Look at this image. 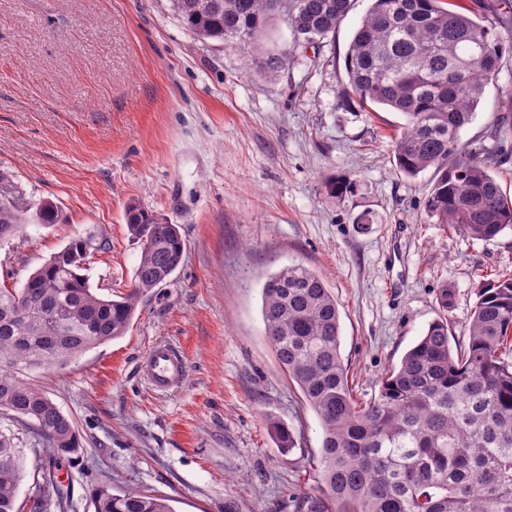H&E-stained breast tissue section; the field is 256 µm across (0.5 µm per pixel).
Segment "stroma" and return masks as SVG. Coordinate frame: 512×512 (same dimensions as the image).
I'll return each instance as SVG.
<instances>
[{
    "label": "stroma",
    "mask_w": 512,
    "mask_h": 512,
    "mask_svg": "<svg viewBox=\"0 0 512 512\" xmlns=\"http://www.w3.org/2000/svg\"><path fill=\"white\" fill-rule=\"evenodd\" d=\"M371 5L352 0L333 37L271 80L184 29L171 0H0V169L24 201L66 216L0 245V283L22 284L80 236L99 246L85 270L95 292L125 295L141 252L131 203L179 225L186 244L123 336L28 373L74 419L78 454L50 457L32 425L0 417L23 450L17 512H58L41 504L48 469L72 487L70 512H94L101 486L167 497L175 512H293L315 485L322 431L264 331L262 288L285 266L312 269L335 296L358 401L443 314L441 285L454 291L450 342H464L480 291L512 273V231L482 241L439 224L433 170L396 167L404 116L342 105L344 58ZM507 123L508 49L460 141L491 145ZM341 175L352 190L330 197L325 182ZM160 341L187 361L171 393L140 372ZM272 419L293 431L291 453Z\"/></svg>",
    "instance_id": "35a3bbf8"
}]
</instances>
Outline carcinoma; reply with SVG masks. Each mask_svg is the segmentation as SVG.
<instances>
[{
  "instance_id": "obj_1",
  "label": "carcinoma",
  "mask_w": 512,
  "mask_h": 512,
  "mask_svg": "<svg viewBox=\"0 0 512 512\" xmlns=\"http://www.w3.org/2000/svg\"><path fill=\"white\" fill-rule=\"evenodd\" d=\"M182 25L251 55L275 79L296 50L334 33L351 0H172ZM512 0H373L345 56L341 102L381 105L405 117L393 141L399 170L436 174L428 207L438 223L490 241L512 230V200L491 173L508 154L462 145L468 124L496 76L503 39L495 23ZM284 9L289 50L260 38L269 14ZM0 171V243L29 223L61 224L50 201L19 206ZM126 224L141 246L128 293L102 297L80 274L98 250L76 238L33 271L20 288L0 287V415L34 426L61 457L80 448L73 419L19 374L64 368L87 350L126 333L139 302L180 267L178 225L135 203ZM262 319L276 357L322 429L316 486L295 497V512H512V274L479 293L452 348L448 318L426 332L381 378L378 395L359 403L340 353V313L323 279L301 264L272 274L262 289ZM278 447L294 438L268 423ZM22 449L0 431V512H16ZM40 491L69 507L68 492L47 473ZM94 512H175L169 500L136 490H96Z\"/></svg>"
}]
</instances>
